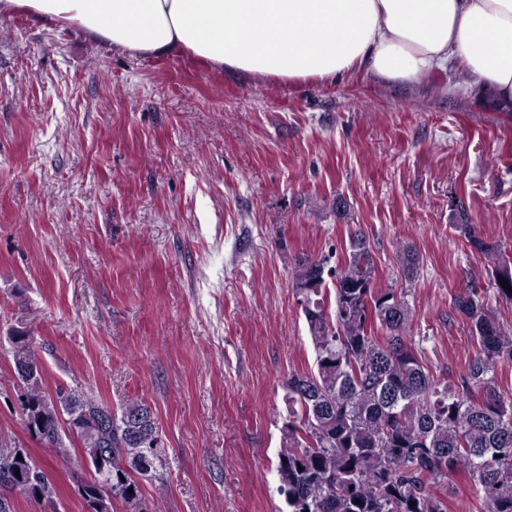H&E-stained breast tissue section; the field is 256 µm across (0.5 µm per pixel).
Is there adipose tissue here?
Masks as SVG:
<instances>
[{
  "label": "adipose tissue",
  "instance_id": "ef3b65f1",
  "mask_svg": "<svg viewBox=\"0 0 512 512\" xmlns=\"http://www.w3.org/2000/svg\"><path fill=\"white\" fill-rule=\"evenodd\" d=\"M130 57L171 52L248 79L416 84L455 60L512 108V0H0Z\"/></svg>",
  "mask_w": 512,
  "mask_h": 512
}]
</instances>
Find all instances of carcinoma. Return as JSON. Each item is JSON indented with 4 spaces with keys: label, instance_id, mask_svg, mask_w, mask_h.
<instances>
[{
    "label": "carcinoma",
    "instance_id": "cac0c4a2",
    "mask_svg": "<svg viewBox=\"0 0 512 512\" xmlns=\"http://www.w3.org/2000/svg\"><path fill=\"white\" fill-rule=\"evenodd\" d=\"M493 275L497 296L512 304V260L498 245L485 243L460 216L457 225ZM407 275L419 257L399 251ZM328 258L295 267L293 287L308 324L317 373L288 379L289 420L283 429L277 474L290 512H448L433 488L450 475L471 482L472 512H512V396H504L498 366L512 363V328L484 307L478 291L456 295L449 317L466 322L474 355L457 378L435 376L407 331L414 311L407 288H377L366 239L349 240L343 263ZM336 280L335 312L322 297L325 275ZM23 425L36 439L69 461L79 448L95 478L80 484L85 512H160L143 481L167 467L164 445L142 447L159 438L145 401L128 400L115 413L88 394L64 387L50 393L33 351V338L16 330L8 336ZM22 459H17V455ZM39 502L54 500L48 469L27 449L0 440V478Z\"/></svg>",
    "mask_w": 512,
    "mask_h": 512
}]
</instances>
